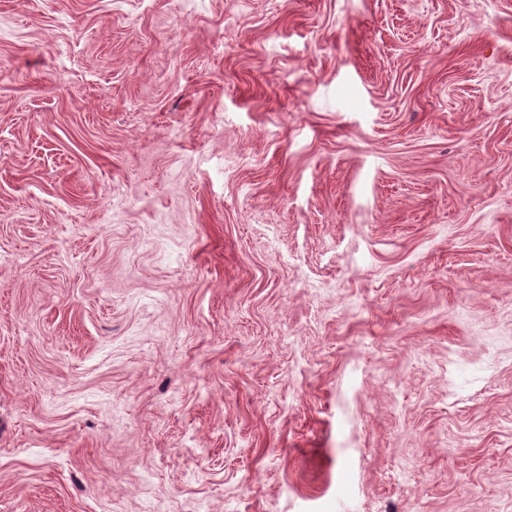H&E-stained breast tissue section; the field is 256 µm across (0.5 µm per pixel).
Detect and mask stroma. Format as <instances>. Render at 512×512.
Segmentation results:
<instances>
[{
    "mask_svg": "<svg viewBox=\"0 0 512 512\" xmlns=\"http://www.w3.org/2000/svg\"><path fill=\"white\" fill-rule=\"evenodd\" d=\"M0 512H512V0H0Z\"/></svg>",
    "mask_w": 512,
    "mask_h": 512,
    "instance_id": "stroma-1",
    "label": "stroma"
}]
</instances>
